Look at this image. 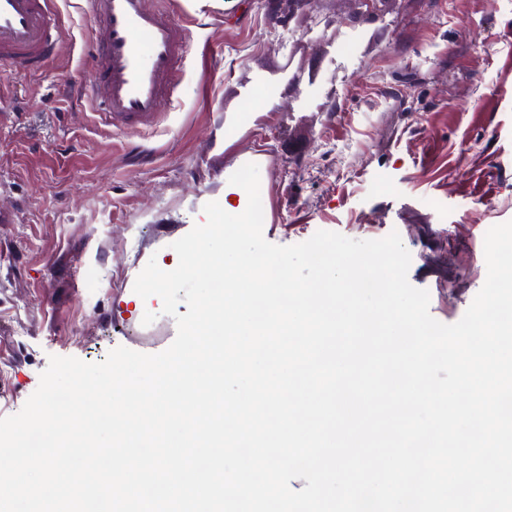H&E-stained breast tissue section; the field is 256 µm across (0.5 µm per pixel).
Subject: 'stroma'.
<instances>
[{
    "mask_svg": "<svg viewBox=\"0 0 512 512\" xmlns=\"http://www.w3.org/2000/svg\"><path fill=\"white\" fill-rule=\"evenodd\" d=\"M55 7L63 50L0 90V418L50 356L170 346L174 318L134 282L152 259L174 269L173 242L263 143L279 160L259 171L279 203L267 241L398 232L432 317L461 319L486 279V227L512 220V0H318L305 14L224 0L162 121L133 136L63 93L88 79L91 22L83 0ZM264 78L281 86L270 103Z\"/></svg>",
    "mask_w": 512,
    "mask_h": 512,
    "instance_id": "obj_1",
    "label": "stroma"
}]
</instances>
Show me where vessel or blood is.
Returning <instances> with one entry per match:
<instances>
[{
	"label": "vessel or blood",
	"instance_id": "b4317fda",
	"mask_svg": "<svg viewBox=\"0 0 512 512\" xmlns=\"http://www.w3.org/2000/svg\"><path fill=\"white\" fill-rule=\"evenodd\" d=\"M207 9L205 0H183L177 13L152 0H86L85 89L107 127L136 134L161 119L189 63L190 24ZM66 39L54 0H0V69L40 70Z\"/></svg>",
	"mask_w": 512,
	"mask_h": 512
}]
</instances>
